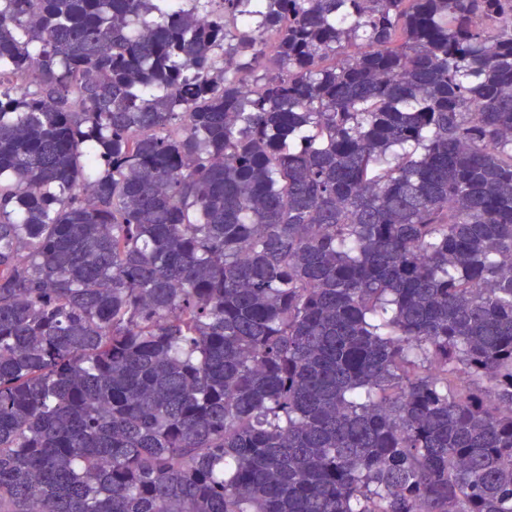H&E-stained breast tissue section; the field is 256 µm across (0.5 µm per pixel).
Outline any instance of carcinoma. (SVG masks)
<instances>
[{"mask_svg": "<svg viewBox=\"0 0 512 512\" xmlns=\"http://www.w3.org/2000/svg\"><path fill=\"white\" fill-rule=\"evenodd\" d=\"M0 512H512V0H0Z\"/></svg>", "mask_w": 512, "mask_h": 512, "instance_id": "obj_1", "label": "carcinoma"}]
</instances>
